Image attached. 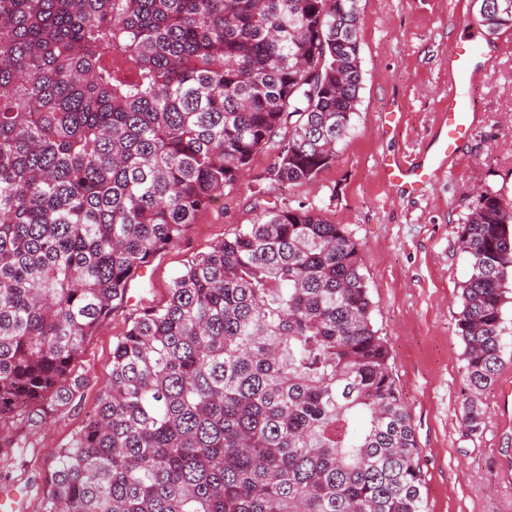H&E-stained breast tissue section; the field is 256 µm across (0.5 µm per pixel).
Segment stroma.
I'll use <instances>...</instances> for the list:
<instances>
[{"instance_id":"stroma-1","label":"stroma","mask_w":512,"mask_h":512,"mask_svg":"<svg viewBox=\"0 0 512 512\" xmlns=\"http://www.w3.org/2000/svg\"><path fill=\"white\" fill-rule=\"evenodd\" d=\"M362 83L353 129L334 163L309 182L268 178L279 147L257 154L240 183L200 212L182 239L132 280L124 303L84 344L74 370L87 381L80 398L34 425L11 431L26 446L0 463V487H16L26 512H43L55 454L82 428L111 373L112 345L143 309L162 303L192 255L208 251L256 220L265 206L303 205L344 225L355 240L374 303L373 322L388 342L393 372L412 414L425 476L426 512H512V485L496 465L512 466V414L501 387L483 401L482 434L461 426L463 345L455 333L467 261L456 228L484 187L512 199V29L488 36V74L465 91L480 117L458 149L462 164L442 171L421 193L387 184L384 160L412 159L431 140L448 97V50L474 24L472 0H360ZM262 198H255V190Z\"/></svg>"}]
</instances>
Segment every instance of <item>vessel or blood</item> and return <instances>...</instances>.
I'll list each match as a JSON object with an SVG mask.
<instances>
[{
  "label": "vessel or blood",
  "mask_w": 512,
  "mask_h": 512,
  "mask_svg": "<svg viewBox=\"0 0 512 512\" xmlns=\"http://www.w3.org/2000/svg\"><path fill=\"white\" fill-rule=\"evenodd\" d=\"M483 42L470 36L464 43L454 45L448 55L450 71L465 77L472 74L476 59L483 57ZM474 106L456 89H449L448 99L438 119V138L419 163L396 159L383 165V176L389 183L418 191L441 171L446 160L454 155L459 141L467 137L473 127Z\"/></svg>",
  "instance_id": "vessel-or-blood-1"
}]
</instances>
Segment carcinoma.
Instances as JSON below:
<instances>
[{
	"label": "carcinoma",
	"mask_w": 512,
	"mask_h": 512,
	"mask_svg": "<svg viewBox=\"0 0 512 512\" xmlns=\"http://www.w3.org/2000/svg\"><path fill=\"white\" fill-rule=\"evenodd\" d=\"M359 0H0V456L85 386L73 363L138 271L278 136L269 173L334 163L362 82ZM477 14L512 28V0ZM456 239L461 424L487 419L512 201ZM363 262L320 211L266 207L190 257L112 346L44 512H425L411 414Z\"/></svg>",
	"instance_id": "obj_1"
}]
</instances>
